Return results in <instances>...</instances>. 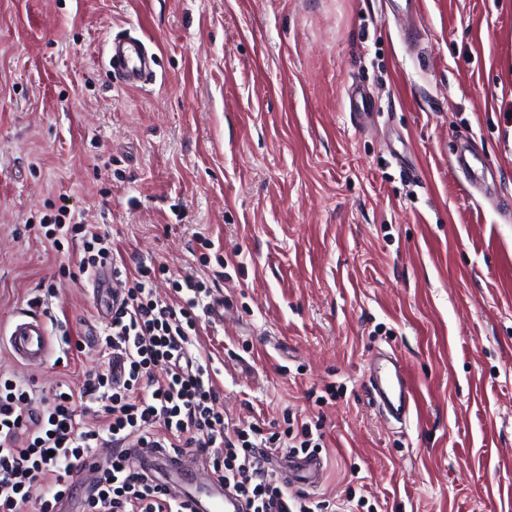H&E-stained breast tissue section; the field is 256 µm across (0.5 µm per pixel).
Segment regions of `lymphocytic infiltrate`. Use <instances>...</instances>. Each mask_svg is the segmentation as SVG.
I'll return each instance as SVG.
<instances>
[{
	"instance_id": "f902f5d3",
	"label": "lymphocytic infiltrate",
	"mask_w": 512,
	"mask_h": 512,
	"mask_svg": "<svg viewBox=\"0 0 512 512\" xmlns=\"http://www.w3.org/2000/svg\"><path fill=\"white\" fill-rule=\"evenodd\" d=\"M67 215L60 206L40 228L55 251L81 244L79 273L111 268L104 345L117 367L86 372L79 390L40 396L0 374V512H62L73 500L81 512H185L181 493L136 463V448L204 460L245 512H362L365 498L314 501L287 492L269 470L278 449L321 447L323 435L311 423L289 416L283 432L268 433L256 422H225L216 371L192 352L198 311L211 295L203 278L181 275L172 297L160 298L150 268L129 264L108 233L67 222ZM90 456L99 464L86 476L82 463Z\"/></svg>"
}]
</instances>
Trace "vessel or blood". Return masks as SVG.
<instances>
[{
  "instance_id": "1",
  "label": "vessel or blood",
  "mask_w": 512,
  "mask_h": 512,
  "mask_svg": "<svg viewBox=\"0 0 512 512\" xmlns=\"http://www.w3.org/2000/svg\"><path fill=\"white\" fill-rule=\"evenodd\" d=\"M108 66L118 74L124 86L135 88L154 77L152 55L137 39L114 40L106 48ZM454 166L466 174L471 186L482 185L485 180L484 165L480 159L457 155ZM14 355L31 364L43 363L49 353L50 340L44 318L36 312L28 313L26 320L18 322L10 336ZM368 381L372 398L378 408L387 411L399 420L408 419L415 401L413 388L404 367L399 361L382 363L374 359L369 366ZM280 468L287 475L289 485L302 484L307 488L317 487L323 466L319 457L292 455ZM191 502L210 503L213 512H241L243 504L232 493L225 491L218 477L200 481L190 490Z\"/></svg>"
}]
</instances>
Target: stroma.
I'll return each instance as SVG.
<instances>
[{"label":"stroma","mask_w":512,"mask_h":512,"mask_svg":"<svg viewBox=\"0 0 512 512\" xmlns=\"http://www.w3.org/2000/svg\"><path fill=\"white\" fill-rule=\"evenodd\" d=\"M0 0V371L48 389L107 368L109 295L41 242L60 195L126 255L224 299L195 347L231 417L318 423L313 499L374 512H512V0ZM157 55L111 83L104 42ZM375 102L363 127L349 107ZM485 161L482 191L454 170ZM222 262L200 266L196 235ZM53 285L43 364L8 337ZM83 336L62 352L58 322ZM403 364L400 424L365 390ZM338 389L324 399L326 385Z\"/></svg>","instance_id":"obj_1"}]
</instances>
